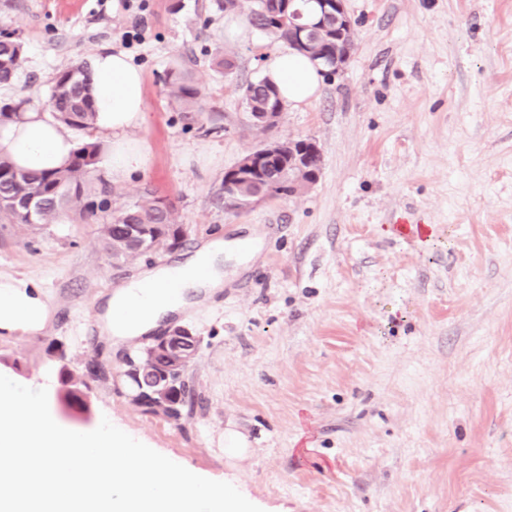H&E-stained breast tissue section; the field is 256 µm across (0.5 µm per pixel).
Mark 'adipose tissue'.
<instances>
[{
  "label": "adipose tissue",
  "instance_id": "1",
  "mask_svg": "<svg viewBox=\"0 0 512 512\" xmlns=\"http://www.w3.org/2000/svg\"><path fill=\"white\" fill-rule=\"evenodd\" d=\"M93 77L96 126L110 140L106 155L114 181L143 171L148 154L135 136L145 120L139 68L121 52L103 49L89 60ZM264 79L276 87L283 106L298 107L317 97L322 68L307 55L282 46L263 62ZM76 142L68 127L41 106L31 105L23 120L0 126V155L31 171L68 166ZM224 250L203 246L189 258L132 277L111 293L104 311L109 332L125 341L152 332L165 320L184 312L224 286ZM175 294H168V287ZM47 308L34 287L18 281L0 282V330H39Z\"/></svg>",
  "mask_w": 512,
  "mask_h": 512
}]
</instances>
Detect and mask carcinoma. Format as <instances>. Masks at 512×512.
Returning <instances> with one entry per match:
<instances>
[{
    "mask_svg": "<svg viewBox=\"0 0 512 512\" xmlns=\"http://www.w3.org/2000/svg\"><path fill=\"white\" fill-rule=\"evenodd\" d=\"M239 7L248 23L269 38L294 45L311 38L312 32L302 29L310 23L297 0H244L237 5L233 0H218V7ZM23 44L12 34H0V86H8L17 78L23 60ZM90 76L86 66L76 64L58 73L52 86L49 105L63 104V109L53 111L56 119L78 131L94 127L96 112L89 94ZM246 108L250 112H279L282 109L277 91L260 80L242 86ZM168 96L184 112L202 111L199 103L201 92L187 68L174 70L168 78ZM24 102L0 107V124L23 118ZM102 147L96 141L81 140L77 143L69 165L56 171L33 172L16 167L0 156V219L10 224H52L66 211L80 217L95 214L96 204L91 200L88 182L99 163ZM259 190L252 180L241 179L227 190L230 197L245 200ZM35 197L43 202L40 209L30 212L17 206L14 198ZM145 224L152 227V241L158 245H175L180 235L172 205L156 196L151 190L143 191L135 201L116 209L109 221L100 225L103 249L110 255L128 256L137 252L139 244L127 236L128 225ZM59 380L68 387L63 395L67 406L73 410L86 408L82 395L89 388L87 379L99 378L94 365L89 363L74 381V371L63 363L58 368ZM171 395L176 416L190 399V389L183 377H171ZM83 389H73L75 385Z\"/></svg>",
    "mask_w": 512,
    "mask_h": 512,
    "instance_id": "obj_1",
    "label": "carcinoma"
}]
</instances>
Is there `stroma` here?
Here are the masks:
<instances>
[{
    "instance_id": "obj_1",
    "label": "stroma",
    "mask_w": 512,
    "mask_h": 512,
    "mask_svg": "<svg viewBox=\"0 0 512 512\" xmlns=\"http://www.w3.org/2000/svg\"><path fill=\"white\" fill-rule=\"evenodd\" d=\"M354 50L311 103L261 134L240 88L276 44L224 31L216 0H0L24 44L0 104L47 106L58 72L100 48L145 77L150 154L122 183L98 168L94 200L143 188L173 205L182 243L134 260L103 251L92 218L0 223V280L36 283L41 331H0V374L47 388L53 419H102L263 512H512V0H347ZM131 39H123V32ZM235 59L231 78L209 49ZM193 59L204 113L166 95ZM315 141L317 180L243 209L224 173L264 141ZM221 239L224 287L170 320L200 338L179 420L146 412L122 376L129 354L100 315L139 271ZM101 364L88 409L62 402L56 364ZM245 451H227L229 437Z\"/></svg>"
}]
</instances>
